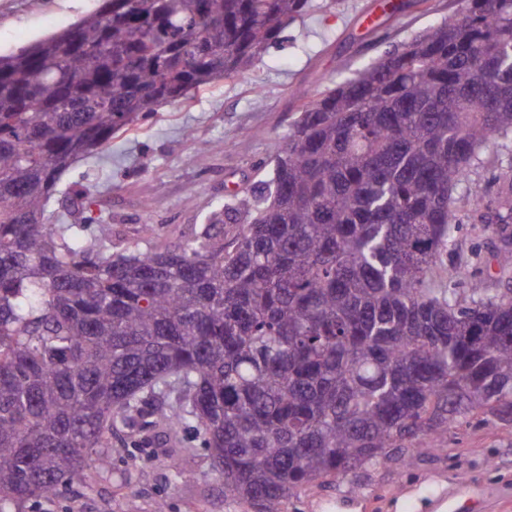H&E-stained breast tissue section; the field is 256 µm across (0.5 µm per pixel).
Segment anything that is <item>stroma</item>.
Returning <instances> with one entry per match:
<instances>
[{
	"instance_id": "35a3bbf8",
	"label": "stroma",
	"mask_w": 512,
	"mask_h": 512,
	"mask_svg": "<svg viewBox=\"0 0 512 512\" xmlns=\"http://www.w3.org/2000/svg\"><path fill=\"white\" fill-rule=\"evenodd\" d=\"M378 2L312 0L248 71L190 91L73 165L48 202V217L56 218L71 199L84 204L87 215L107 218L114 242L165 248L200 234L207 214L231 195L264 194L273 146L304 103L464 8L463 0H404L391 14L376 11ZM100 6V0H0V54L61 31ZM511 182L512 146L496 144L455 194L479 191L491 210ZM458 218L446 264L499 287L496 224L468 208ZM111 456L108 469L74 479L23 512H156L161 501L166 512H252L225 499L224 481L191 431L141 423L113 438ZM469 497L478 501L477 512H512L511 424L471 418L450 428L413 466L396 456L330 484L313 482L284 512H448L449 504Z\"/></svg>"
}]
</instances>
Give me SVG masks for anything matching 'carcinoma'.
Returning a JSON list of instances; mask_svg holds the SVG:
<instances>
[{
  "label": "carcinoma",
  "instance_id": "carcinoma-1",
  "mask_svg": "<svg viewBox=\"0 0 512 512\" xmlns=\"http://www.w3.org/2000/svg\"><path fill=\"white\" fill-rule=\"evenodd\" d=\"M309 7L104 0L0 55V512L106 468L146 414L193 428L253 512L410 448L411 465L476 414L512 422V289L443 260L480 208L457 184L512 138V0H465L306 103L267 194L199 238L114 254L110 224L46 222L73 163L243 73Z\"/></svg>",
  "mask_w": 512,
  "mask_h": 512
}]
</instances>
